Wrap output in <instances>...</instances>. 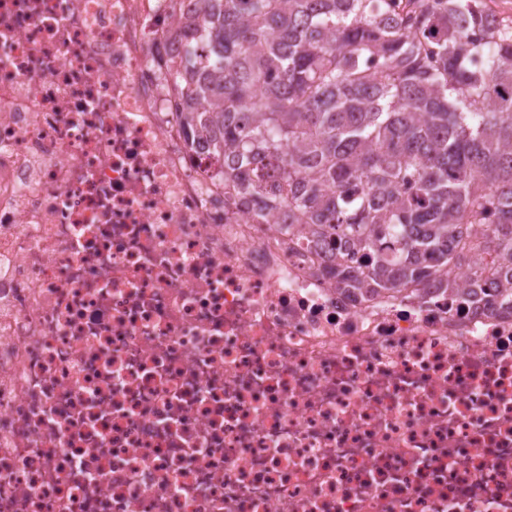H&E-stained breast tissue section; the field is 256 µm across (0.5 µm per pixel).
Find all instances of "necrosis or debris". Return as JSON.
Masks as SVG:
<instances>
[{
  "instance_id": "obj_1",
  "label": "necrosis or debris",
  "mask_w": 512,
  "mask_h": 512,
  "mask_svg": "<svg viewBox=\"0 0 512 512\" xmlns=\"http://www.w3.org/2000/svg\"><path fill=\"white\" fill-rule=\"evenodd\" d=\"M198 0H0V512H512V310L374 297L185 143Z\"/></svg>"
}]
</instances>
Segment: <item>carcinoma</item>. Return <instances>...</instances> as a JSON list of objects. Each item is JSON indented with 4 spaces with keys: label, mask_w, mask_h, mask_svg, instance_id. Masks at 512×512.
Here are the masks:
<instances>
[{
    "label": "carcinoma",
    "mask_w": 512,
    "mask_h": 512,
    "mask_svg": "<svg viewBox=\"0 0 512 512\" xmlns=\"http://www.w3.org/2000/svg\"><path fill=\"white\" fill-rule=\"evenodd\" d=\"M185 141L267 215L288 209L366 295L487 278L512 308V20L485 0H201ZM492 229L465 244L463 226ZM494 257L461 285L464 249Z\"/></svg>",
    "instance_id": "cac0c4a2"
}]
</instances>
